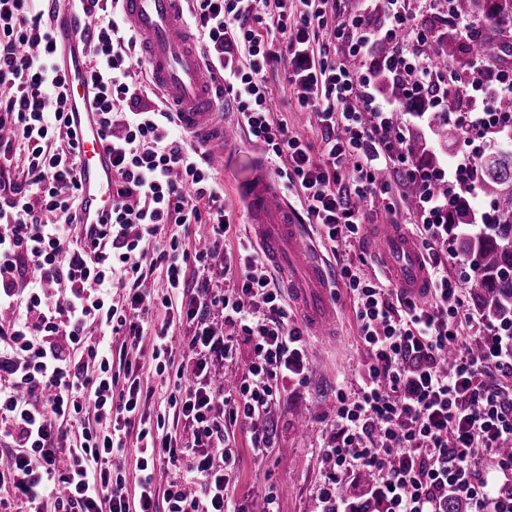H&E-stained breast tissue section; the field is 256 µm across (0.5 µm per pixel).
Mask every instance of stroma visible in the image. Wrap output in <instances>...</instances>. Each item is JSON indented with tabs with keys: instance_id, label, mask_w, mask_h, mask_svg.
I'll return each mask as SVG.
<instances>
[{
	"instance_id": "obj_1",
	"label": "stroma",
	"mask_w": 512,
	"mask_h": 512,
	"mask_svg": "<svg viewBox=\"0 0 512 512\" xmlns=\"http://www.w3.org/2000/svg\"><path fill=\"white\" fill-rule=\"evenodd\" d=\"M267 78L273 90L276 119L286 121L290 129L305 137L315 138L316 118L313 112L299 108L283 69L268 71ZM215 173L234 209L229 242L235 245L251 233L236 188L242 182L272 175L273 167L262 143L243 135L225 152ZM335 306L339 337L332 346L311 339L309 376L289 381L283 392L274 412L271 448L265 455H256L249 431H235L237 466L229 492L247 510L256 498L267 493L276 496L278 512H319L321 508L319 490L328 469L319 448L331 435L328 423L336 410V385L342 381L355 383L367 362L346 288H337Z\"/></svg>"
}]
</instances>
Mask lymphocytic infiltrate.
Masks as SVG:
<instances>
[{
  "label": "lymphocytic infiltrate",
  "mask_w": 512,
  "mask_h": 512,
  "mask_svg": "<svg viewBox=\"0 0 512 512\" xmlns=\"http://www.w3.org/2000/svg\"><path fill=\"white\" fill-rule=\"evenodd\" d=\"M330 0H185L183 18L198 40L207 76L225 111L264 144L279 186L296 191L323 247L363 244L366 206L390 199L382 172L417 185L415 225L431 282L417 303L390 281L367 276L366 253L339 262L336 283L353 298L358 338L368 354L354 392L336 391V437L324 454L339 479L380 472L375 494L383 512H446L449 498L469 512H512V327L475 316L439 248L460 191L476 194L478 164L502 147L512 114V67L483 57L467 77L434 65L426 53L439 28L461 39L473 24L453 14L454 0H424L433 22L409 25L406 0H375L385 24L366 15L337 21ZM92 19L85 30L86 85L112 153V210L104 224L81 231L79 152L67 125L69 90L52 52L54 14L45 0H0V439L11 452L0 483V512H241L228 493L236 428L252 446H271L269 421L289 380L310 365L304 332L288 291L260 249L225 250L233 208L203 151L189 144L169 100L144 102L130 71L140 61L120 0H65ZM347 40L345 57L331 51ZM393 50L375 55L377 43ZM368 58L366 70L348 57ZM286 63L300 108L314 111L319 142L273 117L269 68ZM411 73L413 100L446 107L465 134L449 162L415 165L389 135L391 104L380 78ZM21 153V166L8 160ZM448 187L447 195L436 185ZM204 228L199 247L185 232ZM168 232L169 247L151 262L143 251ZM161 293L145 289L155 269ZM63 288L47 296L45 285ZM169 316L153 326L151 311ZM484 342L474 353V342ZM253 359L232 388L215 372L234 364L241 344ZM165 387L182 434L164 416L145 413L154 392L143 387L145 358ZM135 438L137 493L124 492L116 460ZM498 463L485 470L481 461ZM190 458L187 474L157 488V467Z\"/></svg>",
  "instance_id": "f902f5d3"
}]
</instances>
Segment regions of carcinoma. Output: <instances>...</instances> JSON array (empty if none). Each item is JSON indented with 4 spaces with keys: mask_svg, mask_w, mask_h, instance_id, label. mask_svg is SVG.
Instances as JSON below:
<instances>
[{
    "mask_svg": "<svg viewBox=\"0 0 512 512\" xmlns=\"http://www.w3.org/2000/svg\"><path fill=\"white\" fill-rule=\"evenodd\" d=\"M454 11L475 21L491 22L499 29L512 28V0H455ZM436 44L441 49L438 62L447 63V54L458 47L455 28L450 25L442 29ZM495 50L494 41L475 39L466 46L458 63L468 66L477 57L493 56ZM406 83L405 78L381 81L386 96L404 109L409 107ZM432 130L444 143H458L462 139L460 125H447L439 117L433 120ZM406 146L423 163L440 162L419 126L407 134ZM479 173L478 190L493 208V222L480 223L472 199L465 192L457 197L448 214V237L459 245L476 272L474 311L506 327L512 324V149L488 153L479 162Z\"/></svg>",
    "mask_w": 512,
    "mask_h": 512,
    "instance_id": "cac0c4a2",
    "label": "carcinoma"
}]
</instances>
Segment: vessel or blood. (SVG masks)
<instances>
[{
  "instance_id": "1",
  "label": "vessel or blood",
  "mask_w": 512,
  "mask_h": 512,
  "mask_svg": "<svg viewBox=\"0 0 512 512\" xmlns=\"http://www.w3.org/2000/svg\"><path fill=\"white\" fill-rule=\"evenodd\" d=\"M121 4L127 25L140 39L152 80L177 109V123L195 145L205 147L210 162H217L235 143L237 131L224 122L223 100L205 74L195 38L180 12L181 0H121ZM84 29L80 17L56 16L53 44L69 86L68 123L80 141L81 205L76 222L92 225L102 223L109 213L113 174L98 115L88 103L81 52ZM239 195L262 251L281 267L303 321L316 335H330L328 269L295 212L269 178L242 184ZM370 231L372 250L395 285L415 300L426 299L430 285L416 238L399 224H374Z\"/></svg>"
}]
</instances>
